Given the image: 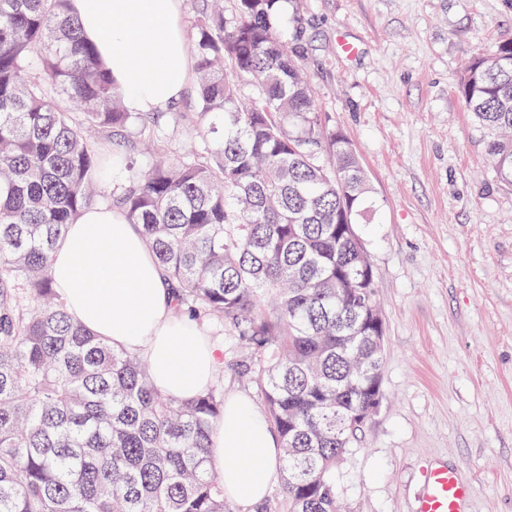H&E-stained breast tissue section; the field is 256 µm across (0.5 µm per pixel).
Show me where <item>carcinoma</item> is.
<instances>
[{
    "label": "carcinoma",
    "mask_w": 512,
    "mask_h": 512,
    "mask_svg": "<svg viewBox=\"0 0 512 512\" xmlns=\"http://www.w3.org/2000/svg\"><path fill=\"white\" fill-rule=\"evenodd\" d=\"M292 2L234 0L226 15L195 0L197 111L174 113L193 138L142 173L85 131L148 142L159 115L124 109L69 0H0V512H230L208 459L224 372L170 397L57 299L54 245L102 200L141 226L179 311L246 352L237 373L282 442L271 512H336L330 473L383 398L378 283L356 231L372 188L281 31ZM459 89L512 187V38L473 57Z\"/></svg>",
    "instance_id": "1"
}]
</instances>
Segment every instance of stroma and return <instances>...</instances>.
<instances>
[{
    "mask_svg": "<svg viewBox=\"0 0 512 512\" xmlns=\"http://www.w3.org/2000/svg\"><path fill=\"white\" fill-rule=\"evenodd\" d=\"M282 22L373 188L358 231L385 318L384 395L334 473L343 512H415L429 464L472 485L469 512H512V189L456 85L473 53L512 37V0H299ZM208 334L225 391L261 403L233 369L236 340Z\"/></svg>",
    "mask_w": 512,
    "mask_h": 512,
    "instance_id": "35a3bbf8",
    "label": "stroma"
}]
</instances>
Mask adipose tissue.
<instances>
[{
  "label": "adipose tissue",
  "mask_w": 512,
  "mask_h": 512,
  "mask_svg": "<svg viewBox=\"0 0 512 512\" xmlns=\"http://www.w3.org/2000/svg\"><path fill=\"white\" fill-rule=\"evenodd\" d=\"M85 38L130 112H158L183 93L193 58L183 0H70ZM60 302L95 336L145 360L173 397L204 391L222 365L219 349L177 314L172 291L139 225L107 204L85 209L54 247ZM281 440L251 398L233 392L211 435L209 463L225 497L252 512L281 466Z\"/></svg>",
  "instance_id": "obj_1"
}]
</instances>
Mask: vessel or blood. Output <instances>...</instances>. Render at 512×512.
<instances>
[{"label":"vessel or blood","mask_w":512,"mask_h":512,"mask_svg":"<svg viewBox=\"0 0 512 512\" xmlns=\"http://www.w3.org/2000/svg\"><path fill=\"white\" fill-rule=\"evenodd\" d=\"M424 492L416 512H467L472 486L462 482L454 468L429 466L423 472Z\"/></svg>","instance_id":"1"}]
</instances>
